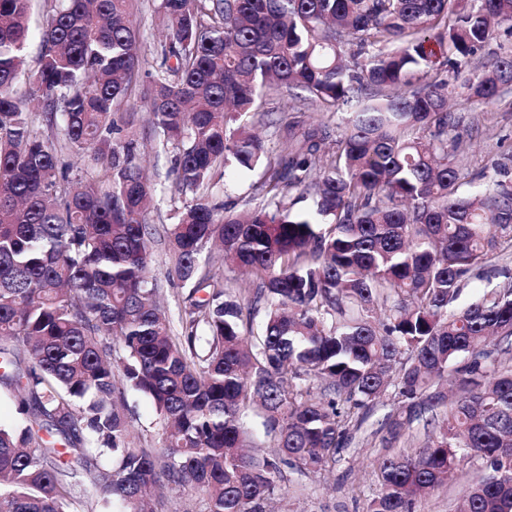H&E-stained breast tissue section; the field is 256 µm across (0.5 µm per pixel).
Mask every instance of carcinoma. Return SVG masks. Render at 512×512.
<instances>
[{
    "label": "carcinoma",
    "mask_w": 512,
    "mask_h": 512,
    "mask_svg": "<svg viewBox=\"0 0 512 512\" xmlns=\"http://www.w3.org/2000/svg\"><path fill=\"white\" fill-rule=\"evenodd\" d=\"M134 2L45 0L25 75L32 0H0V384L21 415L0 426V512H157L173 486L208 512H265L282 467L331 468L390 389L381 446L418 427L424 443L382 459L367 512H414L475 458L456 512H512V274L459 306L512 251V167L461 191L450 81L425 80L436 53L455 71L495 26L511 37L512 0H160L144 81ZM453 80L490 100L512 55ZM295 90L343 130L260 110ZM134 96L174 157L161 233ZM263 161L246 212L209 193ZM160 237L189 287L178 334L150 275ZM127 388L152 400L161 447L131 441Z\"/></svg>",
    "instance_id": "obj_1"
}]
</instances>
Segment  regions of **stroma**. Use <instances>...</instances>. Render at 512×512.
I'll return each mask as SVG.
<instances>
[{"label": "stroma", "instance_id": "stroma-1", "mask_svg": "<svg viewBox=\"0 0 512 512\" xmlns=\"http://www.w3.org/2000/svg\"><path fill=\"white\" fill-rule=\"evenodd\" d=\"M158 0H138L136 21L139 26L144 68L155 64L153 47L165 30L157 13ZM452 112L460 116L458 146L449 155L459 160L468 178L485 181L494 174L497 163L512 160V89L501 92L485 103L455 100ZM145 171L157 186L154 207L148 214L156 227L172 223L175 203L172 199L171 154L148 150ZM171 262L165 246L153 248L151 273L157 279L160 295L170 317H177L187 295L186 288L170 275ZM126 414L132 437L142 448L158 447L161 427L152 402L140 392L125 393ZM392 395L383 396L373 405L352 442L336 457L332 470L320 474H301L288 469L273 497L275 512H367V505L379 486L378 461L383 453L376 435L385 414L393 410ZM480 461L465 462L459 470L428 496L421 499L417 512H454L458 501L481 476Z\"/></svg>", "mask_w": 512, "mask_h": 512}]
</instances>
